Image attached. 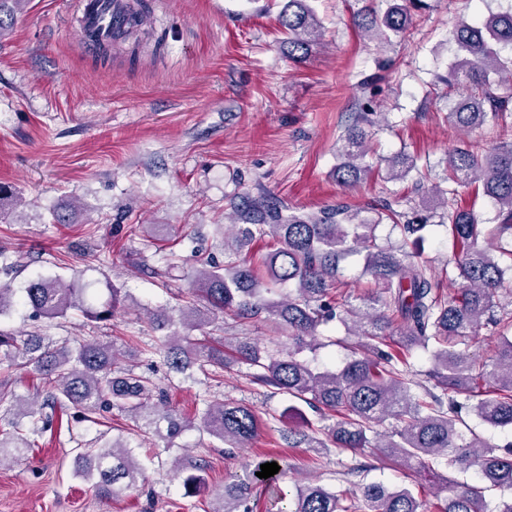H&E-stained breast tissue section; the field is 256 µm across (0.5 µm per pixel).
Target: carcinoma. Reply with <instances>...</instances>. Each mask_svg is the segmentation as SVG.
<instances>
[{"instance_id":"obj_1","label":"carcinoma","mask_w":512,"mask_h":512,"mask_svg":"<svg viewBox=\"0 0 512 512\" xmlns=\"http://www.w3.org/2000/svg\"><path fill=\"white\" fill-rule=\"evenodd\" d=\"M306 0H288L290 11L280 15L288 30V56L307 55L310 43L320 36V25ZM28 0H0V38L11 32ZM138 8L126 5L128 39L148 13L145 0ZM363 33L386 42L405 33L413 15L397 0H391L382 14L370 11L354 16ZM448 43L453 61L444 83L454 100L448 121L464 133L482 128L490 120H503L512 112V94H498L490 75L512 81V6L469 22L460 19L450 30ZM370 113H356L341 137L336 165V182L353 186L373 171L365 162L366 131ZM388 178L404 179L415 174V184L424 188L426 176L417 158L400 151L384 159ZM482 182L483 193L499 207V223L484 230L477 215L459 206L454 186ZM442 182L431 190L440 200V223L451 236L456 251L453 273L456 293L445 297L432 267L416 260L409 246L423 239L435 214L421 205L397 210L400 201L383 197L367 208L338 202L317 214L285 213V206L260 196L244 206L245 224L233 225L224 235V264L199 261L194 288L207 302L200 310L183 305L178 315L167 309L150 313L148 322L155 332L147 352L169 371L192 378L197 368L205 377L233 365L256 369L253 381L274 393H286L319 412L336 413V419L322 429V437L304 429L288 430L292 448L369 449L382 459L402 462L413 470H434L441 463L462 472L473 471L484 485L458 482L441 476L439 492L444 494L438 512H512V497L489 508V490L512 491V449L503 450L478 437L460 444L457 426L462 414L475 415L499 428H512V248L499 245L512 240V142L485 150L479 143L456 149L448 155ZM372 216L362 218L363 211ZM390 221L389 234L378 230ZM396 239H391L392 233ZM270 235L279 247L259 264L240 258L241 246L257 237ZM364 253L363 273L379 291L343 304L337 312L333 289L342 260ZM507 257L509 263L502 262ZM293 291L275 301L270 295L282 286ZM128 295L112 289L110 298L96 307L85 297V289L74 288L58 276L38 274L24 287L0 284V316L12 307L32 309L37 317H63L70 310L87 320L101 323L112 319L125 305ZM241 322L265 316L275 329L288 331V348L261 353L254 342L224 339V349H213L200 341L193 343L180 335L178 327H202L219 315ZM337 320L357 341L338 369L318 367L299 357L304 350L320 345L318 331ZM498 328V349L488 362L458 348L462 341L480 335L482 328ZM431 353L433 368L427 374L431 385L411 378L412 350ZM31 367L48 380L43 403L14 397L8 383L0 382V405L9 404L12 419L0 426V464L17 460L30 448L23 420L35 425L45 405L73 409L85 420L114 407L143 421L148 432L164 448L186 428L165 400L163 388L146 374L122 360L114 344L97 336L70 339L41 333L15 334L0 330V364ZM488 385L476 391L477 381ZM200 428L224 443L231 455L258 436L263 420L246 402L201 400ZM385 431L380 432L378 428ZM265 458L239 476L224 483L209 512H253L254 487L274 477L259 478ZM74 473L90 484L103 499L138 486L145 468L135 449L120 440L107 447H84L76 454ZM206 462H188L177 469L185 494L197 493L203 484L199 472ZM285 512H422V502L408 487H389L382 482L359 485V493L331 490L318 484L299 487Z\"/></svg>"}]
</instances>
